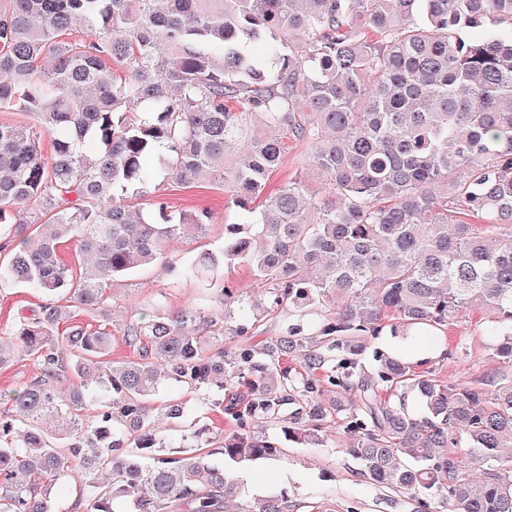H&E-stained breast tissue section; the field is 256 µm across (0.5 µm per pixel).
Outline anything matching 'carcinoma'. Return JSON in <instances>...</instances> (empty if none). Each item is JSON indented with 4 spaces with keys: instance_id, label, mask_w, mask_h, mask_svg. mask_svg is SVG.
<instances>
[{
    "instance_id": "cac0c4a2",
    "label": "carcinoma",
    "mask_w": 512,
    "mask_h": 512,
    "mask_svg": "<svg viewBox=\"0 0 512 512\" xmlns=\"http://www.w3.org/2000/svg\"><path fill=\"white\" fill-rule=\"evenodd\" d=\"M0 111L34 118L0 123V288L42 298L0 328V368L38 366L0 392V512H55L69 481L82 512H290L284 489L241 502L238 472L283 454L274 431L318 448L333 420L414 512H512V377L446 381L370 344L487 311L512 366V0H0ZM285 134L324 193L269 189ZM158 179L224 187V245L168 258L211 211L149 196ZM163 260L205 304L126 324L135 356L110 360L106 289ZM240 263L310 333L249 343ZM172 388L232 430L183 424L172 395L161 433Z\"/></svg>"
}]
</instances>
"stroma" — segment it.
Here are the masks:
<instances>
[{
    "instance_id": "stroma-1",
    "label": "stroma",
    "mask_w": 512,
    "mask_h": 512,
    "mask_svg": "<svg viewBox=\"0 0 512 512\" xmlns=\"http://www.w3.org/2000/svg\"><path fill=\"white\" fill-rule=\"evenodd\" d=\"M306 144L291 140L279 169L270 179L279 187L298 174H305L313 188H321L322 177L308 169ZM159 194L171 205L184 210L209 208L212 222L207 242L218 246L224 241V227L236 219L234 210L224 205V190L211 183L187 185L161 182ZM107 294L112 303V346L109 356L122 361L133 352L121 340L124 325L159 306L176 311L188 304H202L205 291L197 283L180 280L164 264L132 278L115 279ZM480 316L461 312L448 325L446 354H432L431 367L443 379L469 382L501 370L492 349L487 348ZM349 437L343 431L328 430L321 448H299L289 444L274 461L260 462L243 474L247 499H254L272 485L286 488L294 504L292 512H412L409 503L389 491L366 484L359 477V464L346 452Z\"/></svg>"
}]
</instances>
